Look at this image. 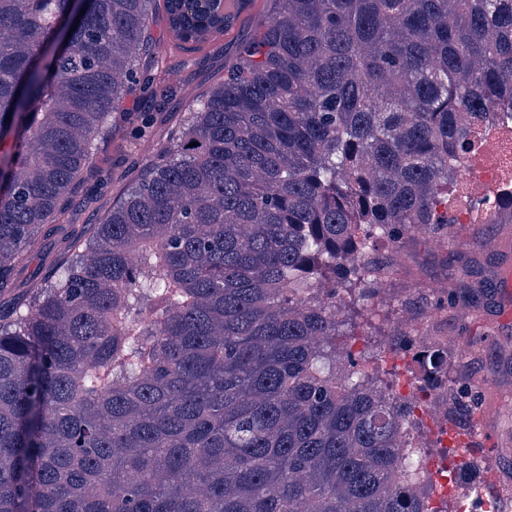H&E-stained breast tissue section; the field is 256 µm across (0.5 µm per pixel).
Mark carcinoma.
Listing matches in <instances>:
<instances>
[{
    "label": "carcinoma",
    "mask_w": 512,
    "mask_h": 512,
    "mask_svg": "<svg viewBox=\"0 0 512 512\" xmlns=\"http://www.w3.org/2000/svg\"><path fill=\"white\" fill-rule=\"evenodd\" d=\"M101 224L41 253L162 18L249 0H0V512H441L345 336L454 163L512 112V0H275ZM448 390L464 419L481 394Z\"/></svg>",
    "instance_id": "obj_1"
}]
</instances>
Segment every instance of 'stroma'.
Returning a JSON list of instances; mask_svg holds the SVG:
<instances>
[{
	"mask_svg": "<svg viewBox=\"0 0 512 512\" xmlns=\"http://www.w3.org/2000/svg\"><path fill=\"white\" fill-rule=\"evenodd\" d=\"M276 8L275 0H253L227 32L193 54L174 49L164 22L149 26L152 52L145 71L151 83L129 84L112 112L96 163L84 172L60 218L62 233L106 219L139 165L168 143L194 99L223 82L240 48L266 28ZM453 232L454 244L441 246L429 232L417 231L404 267L382 279L377 302H357L349 311L357 348L370 355L387 349L398 332L403 296L456 289L455 308L430 313L423 329L447 337L449 377L484 393L490 415L482 423L468 422L469 436L494 442L492 449L475 448L466 463L449 468L448 484L438 490L447 512H461L465 501L485 491L498 489L512 500V315L500 288L512 267V224H457ZM464 265L469 274L462 278Z\"/></svg>",
	"mask_w": 512,
	"mask_h": 512,
	"instance_id": "35a3bbf8",
	"label": "stroma"
}]
</instances>
